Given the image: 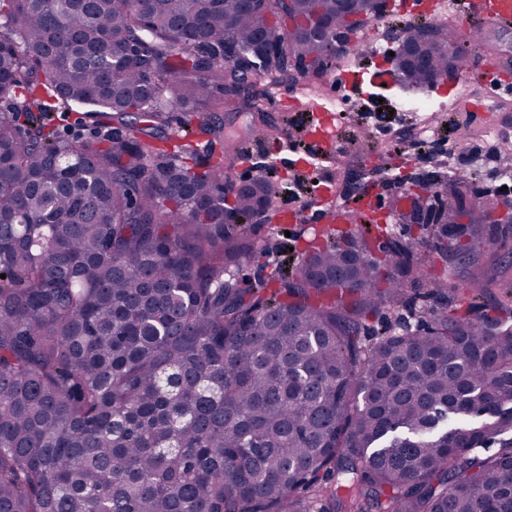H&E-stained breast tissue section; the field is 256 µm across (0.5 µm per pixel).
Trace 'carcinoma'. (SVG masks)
<instances>
[{
    "label": "carcinoma",
    "instance_id": "carcinoma-1",
    "mask_svg": "<svg viewBox=\"0 0 512 512\" xmlns=\"http://www.w3.org/2000/svg\"><path fill=\"white\" fill-rule=\"evenodd\" d=\"M373 19L372 0H3L0 512H512V307L485 302L512 280L447 285L449 254L497 258L469 172L415 180L448 195L400 214L434 231L429 256L328 229L239 285L268 266L251 218L281 187L230 198L211 159L276 126L229 134L224 113L253 110L265 76L334 70L315 22ZM461 53L417 24L392 78L416 91ZM59 107L106 135L60 138ZM417 287L416 328H367Z\"/></svg>",
    "mask_w": 512,
    "mask_h": 512
}]
</instances>
